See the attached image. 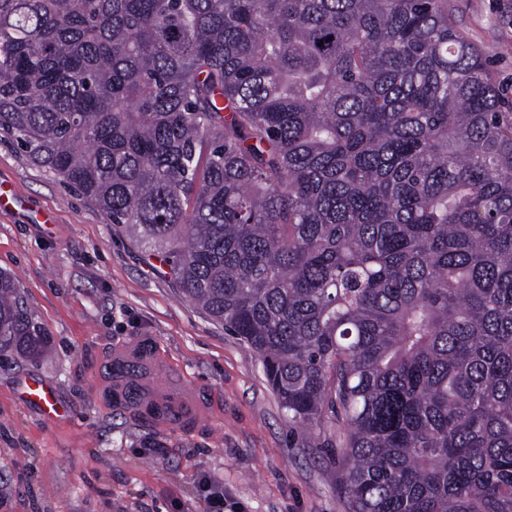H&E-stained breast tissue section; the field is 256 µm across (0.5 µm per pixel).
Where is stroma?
Listing matches in <instances>:
<instances>
[{
    "mask_svg": "<svg viewBox=\"0 0 512 512\" xmlns=\"http://www.w3.org/2000/svg\"><path fill=\"white\" fill-rule=\"evenodd\" d=\"M448 15L512 112V0H448ZM0 184L16 200L0 210V270L49 334L39 355L0 353V512H207L203 476L224 512H348L336 415L289 423L252 349L1 131ZM143 336L163 370L141 391L177 403L194 388L204 420L169 427L105 398L113 350ZM31 377L63 416L21 400Z\"/></svg>",
    "mask_w": 512,
    "mask_h": 512,
    "instance_id": "1",
    "label": "stroma"
}]
</instances>
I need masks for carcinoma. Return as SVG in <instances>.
<instances>
[{"mask_svg": "<svg viewBox=\"0 0 512 512\" xmlns=\"http://www.w3.org/2000/svg\"><path fill=\"white\" fill-rule=\"evenodd\" d=\"M0 130L341 417L349 512H512V112L448 0H0Z\"/></svg>", "mask_w": 512, "mask_h": 512, "instance_id": "cac0c4a2", "label": "carcinoma"}]
</instances>
